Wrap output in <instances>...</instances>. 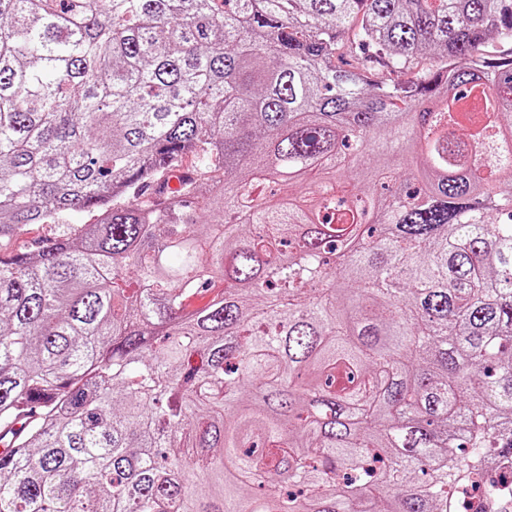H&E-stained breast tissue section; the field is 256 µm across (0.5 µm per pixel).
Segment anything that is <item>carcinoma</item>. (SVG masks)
I'll list each match as a JSON object with an SVG mask.
<instances>
[{
	"label": "carcinoma",
	"instance_id": "obj_1",
	"mask_svg": "<svg viewBox=\"0 0 512 512\" xmlns=\"http://www.w3.org/2000/svg\"><path fill=\"white\" fill-rule=\"evenodd\" d=\"M504 125L512 0H0V243L99 215L0 252V512H512Z\"/></svg>",
	"mask_w": 512,
	"mask_h": 512
}]
</instances>
